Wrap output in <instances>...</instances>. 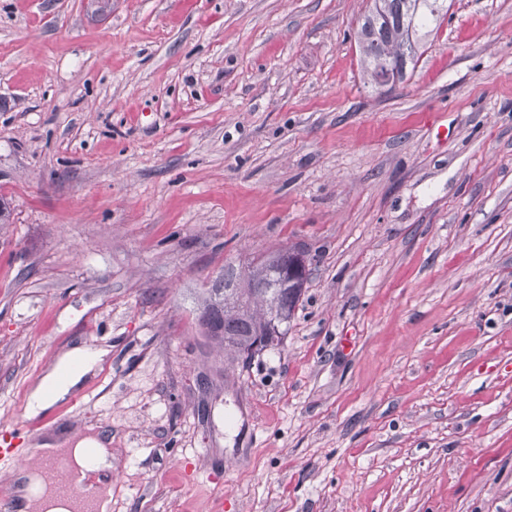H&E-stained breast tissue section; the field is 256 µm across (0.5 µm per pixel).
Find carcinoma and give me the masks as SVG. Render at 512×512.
Returning a JSON list of instances; mask_svg holds the SVG:
<instances>
[{
	"mask_svg": "<svg viewBox=\"0 0 512 512\" xmlns=\"http://www.w3.org/2000/svg\"><path fill=\"white\" fill-rule=\"evenodd\" d=\"M444 0H373L363 16L358 44L364 70L375 82L390 69L404 76L415 67L419 41L442 16ZM281 251L271 252L251 262L238 274V288L232 304L218 317L223 330L224 352L235 355L251 346L256 332L272 313L287 311L276 340L286 334L299 299L278 288Z\"/></svg>",
	"mask_w": 512,
	"mask_h": 512,
	"instance_id": "obj_1",
	"label": "carcinoma"
}]
</instances>
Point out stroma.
Listing matches in <instances>:
<instances>
[{"label":"stroma","instance_id":"1","mask_svg":"<svg viewBox=\"0 0 512 512\" xmlns=\"http://www.w3.org/2000/svg\"><path fill=\"white\" fill-rule=\"evenodd\" d=\"M368 6L0 0V426L109 430L111 512H512V0L383 90ZM289 246L286 336L225 358V265ZM108 353L106 348L85 344L64 352L31 387L27 403L28 413L38 415L69 398L95 372Z\"/></svg>","mask_w":512,"mask_h":512}]
</instances>
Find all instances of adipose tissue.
Wrapping results in <instances>:
<instances>
[{
    "instance_id": "ef3b65f1",
    "label": "adipose tissue",
    "mask_w": 512,
    "mask_h": 512,
    "mask_svg": "<svg viewBox=\"0 0 512 512\" xmlns=\"http://www.w3.org/2000/svg\"><path fill=\"white\" fill-rule=\"evenodd\" d=\"M107 354L105 348L84 344L64 352L31 387L28 413H43L69 398L95 372ZM111 445V434L103 431L85 436L47 437L32 443L27 450L25 465L17 473L21 483L18 512H72L73 502L58 497L39 470L40 461L46 458L83 463L86 473L97 478L93 502L96 512H111L112 485L107 480L112 470Z\"/></svg>"
}]
</instances>
